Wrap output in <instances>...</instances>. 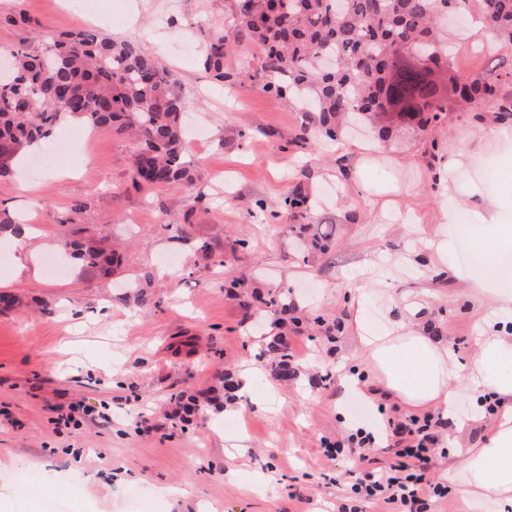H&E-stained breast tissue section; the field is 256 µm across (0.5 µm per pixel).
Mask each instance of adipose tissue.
Returning <instances> with one entry per match:
<instances>
[{
    "mask_svg": "<svg viewBox=\"0 0 512 512\" xmlns=\"http://www.w3.org/2000/svg\"><path fill=\"white\" fill-rule=\"evenodd\" d=\"M474 152L468 146L449 147L433 173L441 197L451 198L459 190L456 171L470 165ZM476 220L471 231L480 235L478 260L460 277L471 297L489 302L492 310L478 324V350L467 376L468 388L497 399L500 415L479 447L460 446L448 461L449 479L458 481L462 499H491L512 506V265L501 256L512 251V225L508 212L495 197L481 198L471 207ZM369 295L359 290L353 322L369 357L374 381L380 392L419 411H435L449 420L455 431L467 422L455 411L456 358L438 337L420 327L422 304L406 305L399 316L388 318L381 328L366 320Z\"/></svg>",
    "mask_w": 512,
    "mask_h": 512,
    "instance_id": "obj_1",
    "label": "adipose tissue"
}]
</instances>
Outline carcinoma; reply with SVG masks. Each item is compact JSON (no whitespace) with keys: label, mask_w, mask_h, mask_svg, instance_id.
I'll return each instance as SVG.
<instances>
[{"label":"carcinoma","mask_w":512,"mask_h":512,"mask_svg":"<svg viewBox=\"0 0 512 512\" xmlns=\"http://www.w3.org/2000/svg\"><path fill=\"white\" fill-rule=\"evenodd\" d=\"M477 22L495 35V50L512 48V0H479ZM458 8V0H233V24L208 29L203 65L220 83L226 50L247 44L256 50L240 73L259 79L277 99H306L299 139L311 132L335 141L344 120L353 115L373 123L394 112L399 126L424 132L448 117L459 101L477 117L491 113L512 119V68L505 75L448 78L456 50L443 46L437 20ZM12 72L0 73V177L11 174L12 159L27 147L49 139L65 120L88 128L109 126L130 133L136 144L131 167L136 184L191 187L195 160L184 137L183 99L172 71L136 40H116L92 28L42 39L35 50L21 44L11 51ZM293 217L304 218L315 202L302 187L285 200ZM330 233L304 238V251L326 252ZM70 258L102 277L115 272L119 259L95 240H65ZM266 307L288 310V291L268 294ZM271 375L289 378L290 354L281 338L263 351Z\"/></svg>","instance_id":"1"}]
</instances>
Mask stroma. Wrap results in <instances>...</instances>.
I'll return each instance as SVG.
<instances>
[{"label":"stroma","instance_id":"35a3bbf8","mask_svg":"<svg viewBox=\"0 0 512 512\" xmlns=\"http://www.w3.org/2000/svg\"><path fill=\"white\" fill-rule=\"evenodd\" d=\"M230 19L231 0H0V49L76 27L140 41L179 80L198 161L193 191L137 187L127 135L67 123L57 137L81 132L76 149L47 169L36 160L48 146L24 152L17 176L0 179V209L31 228L19 244L0 241V276H11L15 298L0 310V512H334L368 461L394 460L381 447L337 462L323 454L393 406L381 395L337 402L345 379L374 382L352 321L361 287L374 327L424 302V326L468 373L477 304L455 270L475 263L476 237L444 223L425 137L403 131L372 153L367 177L401 189L400 218L384 217L337 171L338 148L368 139L297 146L306 121L297 107L250 80L210 78L201 59L208 24ZM449 37L461 75L485 71L473 51L492 41L489 31ZM458 179L512 203V159L495 148L478 174ZM299 184L332 230L328 253L297 251L284 201ZM86 236L123 244L112 278L59 251V241ZM442 237L456 242L449 267L426 247ZM241 278L264 294L288 289L291 309L280 317L241 306L230 290ZM277 334L292 355L285 382L262 358ZM228 373L248 381L233 402L172 425V397L222 387ZM76 400L108 405L110 422L54 432L53 407ZM456 411L472 422L461 433L444 427L432 466L439 480L449 452L495 422L463 385Z\"/></svg>","mask_w":512,"mask_h":512}]
</instances>
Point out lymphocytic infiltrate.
Segmentation results:
<instances>
[{
	"instance_id": "f902f5d3",
	"label": "lymphocytic infiltrate",
	"mask_w": 512,
	"mask_h": 512,
	"mask_svg": "<svg viewBox=\"0 0 512 512\" xmlns=\"http://www.w3.org/2000/svg\"><path fill=\"white\" fill-rule=\"evenodd\" d=\"M440 426L428 412L387 417L386 438L395 449V462L365 469L350 486L352 503L337 504L336 512H357L360 502L384 504L387 512H425L429 500L446 499L447 485L429 478Z\"/></svg>"
}]
</instances>
